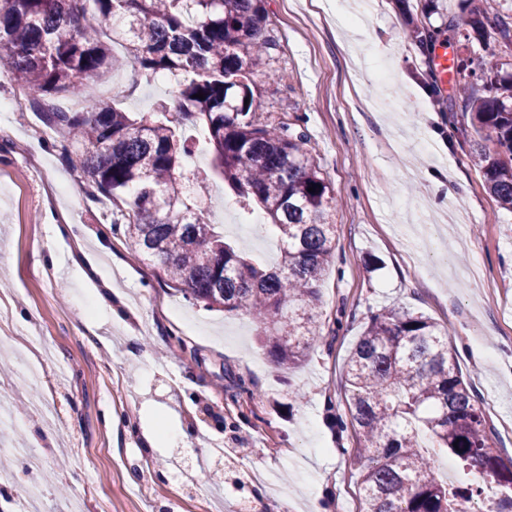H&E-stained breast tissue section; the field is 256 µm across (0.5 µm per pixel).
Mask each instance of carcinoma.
Returning a JSON list of instances; mask_svg holds the SVG:
<instances>
[{
  "instance_id": "carcinoma-1",
  "label": "carcinoma",
  "mask_w": 512,
  "mask_h": 512,
  "mask_svg": "<svg viewBox=\"0 0 512 512\" xmlns=\"http://www.w3.org/2000/svg\"><path fill=\"white\" fill-rule=\"evenodd\" d=\"M266 0H0V58L42 111L64 151L81 153L93 199L112 203L114 231L184 287L187 297L262 327L271 360L298 364L316 340L320 283L334 259L336 194L307 148L308 137L282 108L257 117L263 74L280 43ZM122 24L117 56L101 26ZM423 21L412 42L433 49L454 30ZM487 37L512 43V6L500 5ZM130 68L176 81L172 101L138 116L105 103L97 83ZM457 106L473 132L471 155L496 205L512 211V72L492 59L475 70L450 67ZM203 93L204 98L195 97ZM71 97L77 109L59 111ZM202 121L212 144L209 171L186 189L191 145L182 127ZM219 178L240 208L258 205L280 243L275 268H261L208 223L202 187ZM317 185L312 193L308 188ZM346 401L366 464L360 512H464L478 483L448 487L436 448L475 479L497 488L489 512H512V460L504 461L479 401L448 348V331L407 310L371 315L344 372Z\"/></svg>"
}]
</instances>
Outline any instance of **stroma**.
<instances>
[{
    "mask_svg": "<svg viewBox=\"0 0 512 512\" xmlns=\"http://www.w3.org/2000/svg\"><path fill=\"white\" fill-rule=\"evenodd\" d=\"M349 0H266L281 48L257 79L263 111L287 106L340 201L335 258L320 286L316 341L293 369L274 365L249 315L185 299L134 256L103 217L107 200L80 189L78 156L62 153L38 110L21 101L0 63V305L10 328L0 355L38 337L55 429L22 410L0 465L19 479L0 488V512H20L32 481L42 512H359L360 442L344 397L347 358L371 314L402 308L449 330L448 347L512 457V212L500 209L423 85L430 53L408 38L402 0H380L349 33ZM477 0H450L433 25L454 19L456 45L481 63L496 51L465 20ZM285 81H278V73ZM108 103L150 112L165 84L130 69L99 86ZM468 209L447 220L449 198ZM208 218L252 261L278 258L271 228L241 211L223 181L209 187ZM52 248H45V241ZM476 265L470 284L449 263ZM158 433L145 449L142 433ZM236 449L232 462L208 448ZM44 457L28 471L22 449ZM197 464L191 485L175 463Z\"/></svg>",
    "mask_w": 512,
    "mask_h": 512,
    "instance_id": "stroma-1",
    "label": "stroma"
}]
</instances>
